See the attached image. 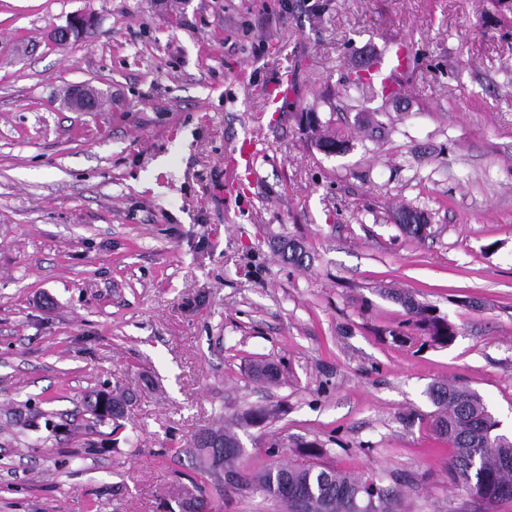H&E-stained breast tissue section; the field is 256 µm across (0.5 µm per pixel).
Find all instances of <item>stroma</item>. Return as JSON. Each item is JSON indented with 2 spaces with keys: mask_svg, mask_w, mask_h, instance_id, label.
<instances>
[{
  "mask_svg": "<svg viewBox=\"0 0 512 512\" xmlns=\"http://www.w3.org/2000/svg\"><path fill=\"white\" fill-rule=\"evenodd\" d=\"M77 15L84 37L52 43ZM401 49L399 95H343ZM78 85L99 109L68 103ZM309 113L344 153L311 144ZM245 136L257 181L235 201L225 156ZM403 208L430 234L402 233ZM404 294L456 326L451 345L395 341L416 333ZM439 380L512 432V13L0 0V512H175L194 469L178 447L255 405L276 414L241 432L247 463L312 442L400 483L410 512H478L430 430ZM97 389L135 393L120 431L93 424Z\"/></svg>",
  "mask_w": 512,
  "mask_h": 512,
  "instance_id": "obj_1",
  "label": "stroma"
}]
</instances>
